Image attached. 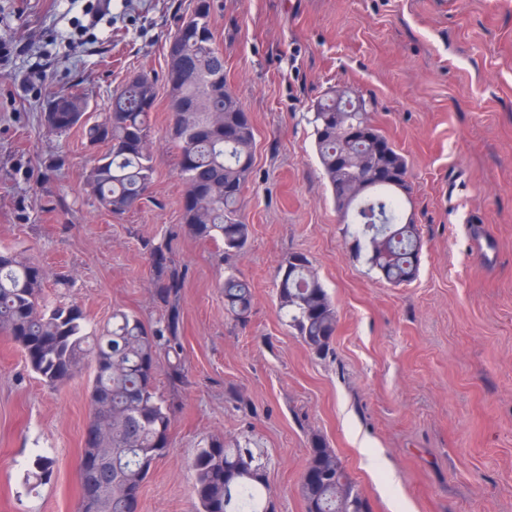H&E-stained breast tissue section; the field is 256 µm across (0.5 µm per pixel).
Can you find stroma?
<instances>
[{
  "instance_id": "35a3bbf8",
  "label": "stroma",
  "mask_w": 512,
  "mask_h": 512,
  "mask_svg": "<svg viewBox=\"0 0 512 512\" xmlns=\"http://www.w3.org/2000/svg\"><path fill=\"white\" fill-rule=\"evenodd\" d=\"M0 0V38L28 55L0 67V246L28 250L50 298L92 325L113 310L154 324L163 313L146 242H168L186 272V382L158 390L177 410L139 512H195L191 464L223 436L252 448L273 512H306L299 493L313 436L325 439L370 512H512V0H214L229 89L255 132L243 215L251 236L220 261L181 222L184 184L165 140L166 44L190 0ZM156 80V172L147 197L116 218L86 185L102 146L50 131L42 112L77 90L104 111L130 77ZM344 86L406 158L421 231L417 278L392 285L346 236L317 158L311 105ZM56 170H49L51 162ZM311 261L336 307L328 354H313L278 311L276 276ZM253 286L246 323L220 284ZM67 285H60V278ZM93 361L52 391L0 335V512H78ZM366 443L381 461L366 469ZM50 479L28 490L36 454Z\"/></svg>"
}]
</instances>
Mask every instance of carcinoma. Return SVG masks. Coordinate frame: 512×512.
<instances>
[{"instance_id": "1", "label": "carcinoma", "mask_w": 512, "mask_h": 512, "mask_svg": "<svg viewBox=\"0 0 512 512\" xmlns=\"http://www.w3.org/2000/svg\"><path fill=\"white\" fill-rule=\"evenodd\" d=\"M213 0H192V9L169 37L165 81L169 95L166 141L177 151L179 175L185 183L182 220L197 239L220 255L245 248L251 226L242 214L253 165L254 126L239 98L224 79V53L216 45ZM59 103L76 110L72 122L91 144L105 143L89 176L99 203L113 216L137 206L155 172L154 130L150 121L156 82L148 75L129 80L112 92L108 110L97 118L84 112L87 103L70 90ZM366 103L347 90L328 92L317 100L309 123L323 172L331 187L357 182L361 187L344 198L333 196L340 223L354 248L371 268L393 285L417 278L421 232L407 215L405 199L411 185L408 165L396 148L375 158L367 145L336 137V114L361 116ZM236 132L224 137V130ZM397 168L400 176L387 183L367 184L364 169L374 161ZM157 295L164 313L153 325L125 311L112 312L100 330L88 325L75 303L49 301L46 270L25 252L0 248V335L22 351L27 366L51 389L69 383L85 359L95 363L90 389L92 419L83 454L100 458L106 471L90 496L81 482L79 512H130L131 483L143 484L154 464L169 451L175 402L158 392L160 371L170 384L184 383L181 292L185 271L170 257L165 242L147 244ZM297 263L285 260L276 283L279 309L305 345L325 355L336 330V308L303 254ZM224 309L235 321L248 320L253 301L251 283L234 274L224 278ZM309 464L324 478L300 484L306 512H369L336 452L315 436ZM54 466L48 456L34 459L26 482L36 487ZM196 512H269L268 485L252 450L230 447L213 435L192 461Z\"/></svg>"}]
</instances>
